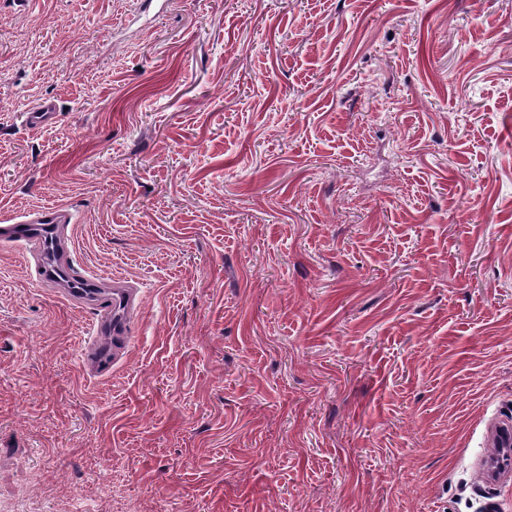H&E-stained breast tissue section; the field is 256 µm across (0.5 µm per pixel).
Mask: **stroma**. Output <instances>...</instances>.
Here are the masks:
<instances>
[{
	"instance_id": "stroma-1",
	"label": "stroma",
	"mask_w": 512,
	"mask_h": 512,
	"mask_svg": "<svg viewBox=\"0 0 512 512\" xmlns=\"http://www.w3.org/2000/svg\"><path fill=\"white\" fill-rule=\"evenodd\" d=\"M0 0V211L76 207L94 316L0 242V512H478L512 420V0ZM55 101V123L26 112ZM511 424L503 421L495 426L492 441L495 452L482 458L481 463L487 482L495 486H505L511 483L512 448Z\"/></svg>"
}]
</instances>
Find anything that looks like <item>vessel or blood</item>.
<instances>
[{
  "label": "vessel or blood",
  "mask_w": 512,
  "mask_h": 512,
  "mask_svg": "<svg viewBox=\"0 0 512 512\" xmlns=\"http://www.w3.org/2000/svg\"><path fill=\"white\" fill-rule=\"evenodd\" d=\"M57 116L56 105L45 99L27 112L26 122L43 127L54 123ZM73 221L70 205L42 206L1 218L0 241L24 246L23 257L32 261L41 284L63 292L76 308L98 311L99 318L90 327L82 354L95 373L108 374L131 342L128 325L139 307L138 289L122 276H91L75 270L71 237L66 232ZM492 440L495 451L482 458V467L489 484L504 486L512 483V423H498Z\"/></svg>",
  "instance_id": "obj_1"
}]
</instances>
